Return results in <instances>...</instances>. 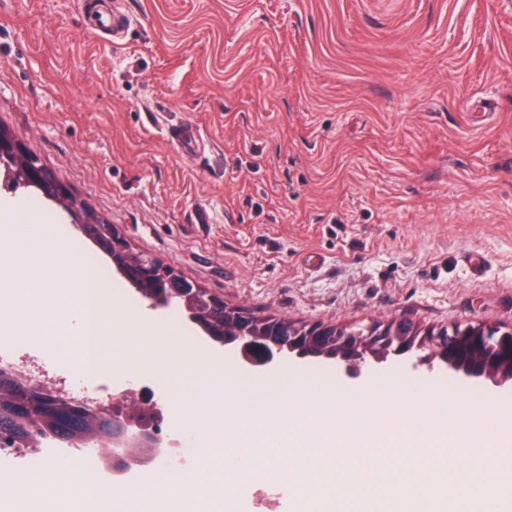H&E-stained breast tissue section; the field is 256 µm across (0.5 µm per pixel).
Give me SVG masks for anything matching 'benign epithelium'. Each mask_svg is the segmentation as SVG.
<instances>
[{
  "label": "benign epithelium",
  "mask_w": 512,
  "mask_h": 512,
  "mask_svg": "<svg viewBox=\"0 0 512 512\" xmlns=\"http://www.w3.org/2000/svg\"><path fill=\"white\" fill-rule=\"evenodd\" d=\"M0 163L6 169L21 175L24 183L38 188L43 195L62 204L78 217L77 226L93 244L105 253L115 271L137 290L148 282L155 285V291L146 300L150 306L168 305L174 298L181 305L191 321L201 327L214 341L238 348L243 360L253 366H266L273 363L285 351L312 357H321L327 348H332L331 358L344 364L347 369H355L367 362L382 363L391 351L410 350V338L397 336L390 323L370 324L360 328L350 327L346 332L336 331L328 335L322 326L306 330L287 324L267 330L261 338H255L251 313L241 309L234 329L216 330L213 328L211 309L224 307V300L216 295L210 299V308L203 309L198 304L201 288L195 283L165 273L153 260L136 257L125 237L117 229L95 214L84 211L68 188L56 182L44 167L33 158L24 146L0 132ZM478 335L470 337L472 350L460 352L459 336L455 329L448 330L446 336H435L425 343L426 354L413 363V367L431 365L437 360L449 368L466 376L482 378L497 385L512 383V338L494 326L481 323L475 325ZM17 373L23 378L25 394L36 389H44L53 395L61 410L55 421L61 432L54 436L60 448H81L86 441L79 435L78 427L84 420L85 412L73 406V400L62 388H47V383L36 373L24 374L16 371L10 363L0 362V373L9 376ZM17 412L32 436L39 435L42 422L38 415L29 411L24 399L18 403ZM91 412L99 426L112 436V447L122 449L113 454L112 469L124 470L136 462L139 454L135 448H145L148 457L154 458L176 448L179 442L165 437L157 429L162 411L156 404L142 400L136 389L123 386L112 394V402L92 406Z\"/></svg>",
  "instance_id": "benign-epithelium-1"
}]
</instances>
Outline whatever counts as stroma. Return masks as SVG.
<instances>
[{"instance_id":"35a3bbf8","label":"stroma","mask_w":512,"mask_h":512,"mask_svg":"<svg viewBox=\"0 0 512 512\" xmlns=\"http://www.w3.org/2000/svg\"><path fill=\"white\" fill-rule=\"evenodd\" d=\"M112 6L130 20L117 41L90 30L85 0H0V128L135 251L270 318L512 329V0ZM1 198L35 206L4 223L107 268L111 307L177 319L210 360L105 328L98 401L133 374L177 423L205 396L245 400L292 369L318 394L452 382L512 414V385L397 358L248 368L185 314L150 307L40 191Z\"/></svg>"}]
</instances>
